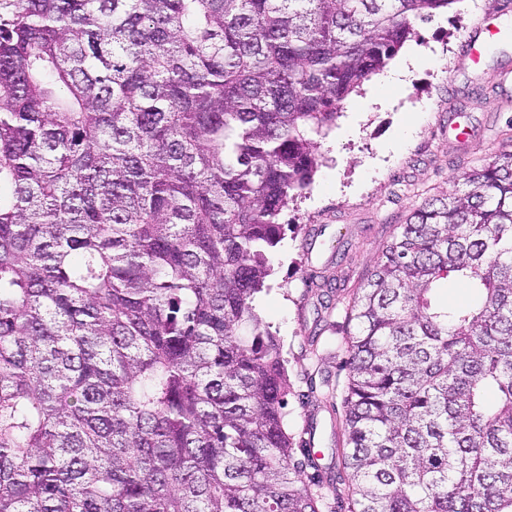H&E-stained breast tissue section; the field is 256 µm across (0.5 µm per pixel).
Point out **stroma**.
<instances>
[{
	"mask_svg": "<svg viewBox=\"0 0 512 512\" xmlns=\"http://www.w3.org/2000/svg\"><path fill=\"white\" fill-rule=\"evenodd\" d=\"M479 23L495 35L474 63L459 48ZM414 29L403 49L419 63L406 86L378 90L365 81L322 140L323 160L310 188L283 213L289 227L270 253L269 288L256 301L288 362V429L298 434L313 423L324 467L344 412L353 288L415 205L448 192L492 152L512 151V13L455 0ZM452 113L466 138L449 134ZM409 120L418 128L405 142L399 129Z\"/></svg>",
	"mask_w": 512,
	"mask_h": 512,
	"instance_id": "obj_1",
	"label": "stroma"
}]
</instances>
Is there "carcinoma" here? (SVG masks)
Here are the masks:
<instances>
[{"label":"carcinoma","instance_id":"1","mask_svg":"<svg viewBox=\"0 0 512 512\" xmlns=\"http://www.w3.org/2000/svg\"><path fill=\"white\" fill-rule=\"evenodd\" d=\"M454 2L0 0V512H512V151L353 289L325 469L254 304L343 104Z\"/></svg>","mask_w":512,"mask_h":512}]
</instances>
